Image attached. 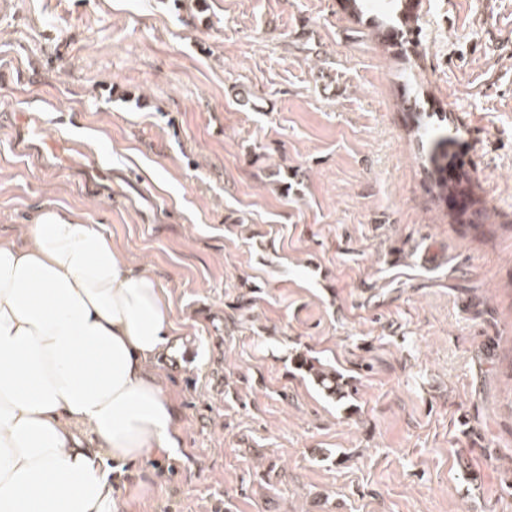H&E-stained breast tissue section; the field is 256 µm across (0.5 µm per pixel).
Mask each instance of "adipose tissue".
<instances>
[{
  "label": "adipose tissue",
  "mask_w": 512,
  "mask_h": 512,
  "mask_svg": "<svg viewBox=\"0 0 512 512\" xmlns=\"http://www.w3.org/2000/svg\"><path fill=\"white\" fill-rule=\"evenodd\" d=\"M0 237V512H120L112 466L168 454L177 346L156 276L55 212Z\"/></svg>",
  "instance_id": "1"
}]
</instances>
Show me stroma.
Returning a JSON list of instances; mask_svg holds the SVG:
<instances>
[{
    "mask_svg": "<svg viewBox=\"0 0 512 512\" xmlns=\"http://www.w3.org/2000/svg\"><path fill=\"white\" fill-rule=\"evenodd\" d=\"M416 12L401 47L341 0H0V236L100 225L188 353L176 452L112 471L132 512H512V0ZM407 89L481 229L428 194ZM295 370L305 373L311 377L314 383L325 392V389L329 391L326 393L328 396L341 401L348 398L351 394L349 390L348 382L344 381V378L332 368H328L321 364L315 358L310 356H300L295 361ZM315 378L318 379L319 385L315 382ZM321 385V386H320ZM346 387L348 389L346 390Z\"/></svg>",
    "mask_w": 512,
    "mask_h": 512,
    "instance_id": "35a3bbf8",
    "label": "stroma"
}]
</instances>
